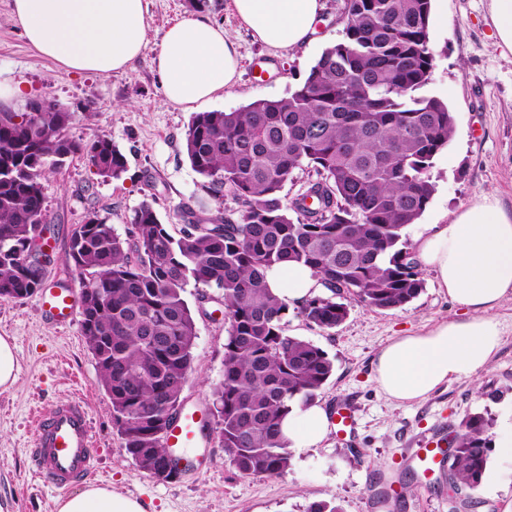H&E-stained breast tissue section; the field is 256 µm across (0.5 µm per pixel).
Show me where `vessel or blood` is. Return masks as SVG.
Segmentation results:
<instances>
[{"mask_svg": "<svg viewBox=\"0 0 512 512\" xmlns=\"http://www.w3.org/2000/svg\"><path fill=\"white\" fill-rule=\"evenodd\" d=\"M75 303L73 289L53 288L48 294L42 295L40 309L49 319L64 324L72 319ZM200 424L197 414L179 413L167 433L166 447L194 446ZM28 454L35 473L60 491L67 490L94 471L99 457L85 404L73 400L40 411Z\"/></svg>", "mask_w": 512, "mask_h": 512, "instance_id": "obj_1", "label": "vessel or blood"}]
</instances>
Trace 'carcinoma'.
Listing matches in <instances>:
<instances>
[{
    "label": "carcinoma",
    "mask_w": 512,
    "mask_h": 512,
    "mask_svg": "<svg viewBox=\"0 0 512 512\" xmlns=\"http://www.w3.org/2000/svg\"><path fill=\"white\" fill-rule=\"evenodd\" d=\"M430 13L431 0H345L344 39L295 89L235 112L196 113L186 155L203 192L237 203L224 219L208 224L195 214L174 236L144 202L125 238L94 214L72 230L69 259L93 289L81 333L140 468L165 458L163 436L182 406L196 338L187 289L201 304L208 290L221 292L224 374L209 415L245 477L286 471L280 421L295 401L312 402L334 369L325 350L286 332L288 303L267 288L265 270L292 262L312 271L330 295L304 300L299 313L324 331L346 320V294L392 310L422 292L403 231L430 202L433 159L454 131L448 105L424 93ZM41 102L38 112H0V301L44 284L45 264L23 259L46 230L42 178L74 156L103 177L126 169L112 138H70L73 113L50 97ZM306 167L316 178L285 199L283 187ZM490 428L482 414L459 424L448 489L479 487Z\"/></svg>",
    "instance_id": "cac0c4a2"
}]
</instances>
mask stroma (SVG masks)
<instances>
[{
  "label": "stroma",
  "instance_id": "35a3bbf8",
  "mask_svg": "<svg viewBox=\"0 0 512 512\" xmlns=\"http://www.w3.org/2000/svg\"><path fill=\"white\" fill-rule=\"evenodd\" d=\"M11 0H0V80L22 83L28 101L54 98L73 114L72 138L84 143L108 135L127 158L120 178L96 174L85 159H68L42 179L46 237L53 261L46 281L64 280L80 290L81 275L67 256L72 230L89 215L127 234L133 211L150 203L162 224L177 231L190 213L223 216L231 197L211 198L200 188L184 140L192 112L163 101L152 59L170 26L202 14L236 35L239 80L211 103L233 112L259 98H277L298 86L322 51L343 38L345 0H323L322 21L311 44L275 52L253 42L239 26L231 0H206L202 10L189 0H147L148 42L133 68L107 76L75 75L33 51L11 15ZM433 69L428 94L445 101L455 125L448 145L434 158L435 192L422 216L404 230L409 248L448 223L483 195H495L512 209V54L500 46L490 20V0H434L430 16ZM420 295L400 309L378 310L357 296H344L347 319L323 331L289 308L290 335L323 348L334 361L331 378L315 401L326 409L349 401L351 436L329 432L313 448L291 449L286 472L244 477L227 460L213 431L185 449L193 469L158 481L140 472L113 424L112 403L98 382L95 360L79 321L59 324L42 314L39 295L0 302V336L9 337L17 361L11 389L0 392V512H57L59 495L34 473L27 450L37 409L79 399L91 416L100 461L88 482L139 501L146 512H304L310 502L336 501L343 512H452L448 467L436 463L423 477L416 451L427 441L447 443L469 415L491 420V451L474 497L476 512H512V458L500 455V439L512 432V299L493 311L502 343L488 371L444 384L414 402L387 399L373 376L374 359L390 340L427 331L459 317L433 274ZM185 299L196 312L192 371L181 400L186 409H207L224 370L227 326L216 303Z\"/></svg>",
  "mask_w": 512,
  "mask_h": 512
}]
</instances>
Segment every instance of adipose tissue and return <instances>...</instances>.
<instances>
[{
	"label": "adipose tissue",
	"instance_id": "1",
	"mask_svg": "<svg viewBox=\"0 0 512 512\" xmlns=\"http://www.w3.org/2000/svg\"><path fill=\"white\" fill-rule=\"evenodd\" d=\"M322 7V0H232L240 26L274 50L303 46ZM11 12L31 48L74 73L131 69L147 45L146 0H12ZM239 62L237 38L202 16L168 28L153 59L165 102L187 111L234 88ZM418 257L465 316L397 337L379 350L374 379L399 402L418 401L449 381L477 376L498 352L502 329L492 311L512 297V213L484 196L450 223L436 225L421 240ZM266 281L289 304L311 297L315 286L311 271L294 263L271 267ZM280 429L292 447L308 448L327 436L328 413L307 404L291 410ZM58 512L143 510L137 501L91 484L61 500Z\"/></svg>",
	"mask_w": 512,
	"mask_h": 512
}]
</instances>
